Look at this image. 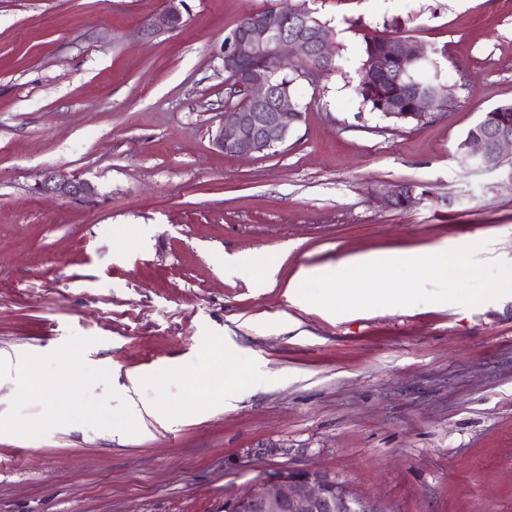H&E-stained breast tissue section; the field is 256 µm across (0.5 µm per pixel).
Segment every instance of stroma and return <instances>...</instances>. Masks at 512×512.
<instances>
[{
	"label": "stroma",
	"instance_id": "35a3bbf8",
	"mask_svg": "<svg viewBox=\"0 0 512 512\" xmlns=\"http://www.w3.org/2000/svg\"><path fill=\"white\" fill-rule=\"evenodd\" d=\"M270 3L186 0L150 29L165 0H0V512H224L290 470L384 512H512V295L344 315L288 296L361 252L490 240L512 263L508 170L457 152L512 102V0H308L336 71L298 78L285 143L226 155L224 38ZM396 23L447 51L452 99L420 124L355 92V25ZM47 174L98 196L39 194ZM402 184L408 207L379 201ZM185 0H167L163 11L148 20L147 25L151 28H175L182 21L181 7Z\"/></svg>",
	"mask_w": 512,
	"mask_h": 512
}]
</instances>
